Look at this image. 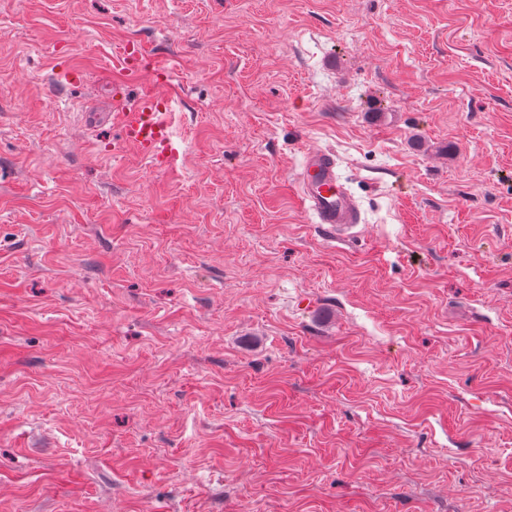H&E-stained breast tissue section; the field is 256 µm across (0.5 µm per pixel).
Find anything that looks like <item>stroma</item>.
<instances>
[{"instance_id":"stroma-1","label":"stroma","mask_w":512,"mask_h":512,"mask_svg":"<svg viewBox=\"0 0 512 512\" xmlns=\"http://www.w3.org/2000/svg\"><path fill=\"white\" fill-rule=\"evenodd\" d=\"M0 512H512V0H0ZM170 111L168 98L160 99L154 90H146L139 106L118 118L125 143L160 169L168 168L178 154ZM336 157L324 150L309 151L303 161L298 192L316 224H327V232L344 239L361 223L360 211L337 174Z\"/></svg>"}]
</instances>
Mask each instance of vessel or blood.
Wrapping results in <instances>:
<instances>
[{"label": "vessel or blood", "mask_w": 512, "mask_h": 512, "mask_svg": "<svg viewBox=\"0 0 512 512\" xmlns=\"http://www.w3.org/2000/svg\"><path fill=\"white\" fill-rule=\"evenodd\" d=\"M119 124L125 143L155 167L168 168L178 150L174 142L169 100L144 91L139 106L121 113ZM299 196L317 223L330 235L343 239L361 222L360 211L337 174L336 157L324 150L309 151L298 181Z\"/></svg>", "instance_id": "obj_1"}]
</instances>
